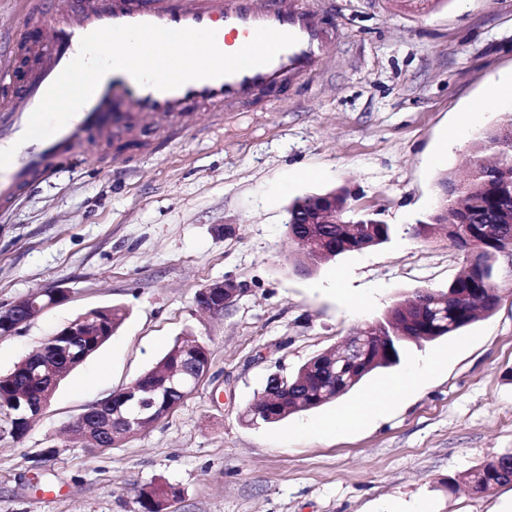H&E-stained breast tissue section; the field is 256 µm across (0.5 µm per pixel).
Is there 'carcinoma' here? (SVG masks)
<instances>
[{"mask_svg": "<svg viewBox=\"0 0 512 512\" xmlns=\"http://www.w3.org/2000/svg\"><path fill=\"white\" fill-rule=\"evenodd\" d=\"M478 153L493 155L491 165L482 162L474 164L463 179L451 173H444L438 185L448 189L442 196L438 210L428 215L423 222L426 231L432 235L445 233V226L458 223L461 211H466L463 223L471 225L470 233L455 239V244L465 253V262L469 268L457 276L446 289H437L435 293L447 304V315L442 320H433L435 328L428 331L419 329L414 320L406 325L408 318L415 315L406 301L395 303L381 322L390 336L387 350L379 357H372L353 371L348 380L331 387L332 381L323 375L315 358L301 366L297 374L288 378V385L295 386L298 378L308 377L329 395L315 403L288 401L272 415L263 413L258 406L247 409L243 415L245 422L275 424L288 416L301 411L318 408L342 397L373 371L396 364L400 360L404 346L423 339L434 342L444 336H451L477 319L478 313L492 314L498 306L499 287L493 283L495 263L500 251L512 248V115L498 128L487 132L474 144ZM341 212V220L355 226L360 232V241L364 247L381 245L390 239L392 228L381 219L380 213L361 214L350 218ZM126 317L122 307H107L94 312L93 321L102 322L117 329ZM109 337L85 336L77 341L69 354L60 362L59 377L80 365L85 359L102 347ZM192 360L199 364H209V350L199 345V340H177L168 352L149 370L160 375L172 363ZM57 383L43 377V370H34L29 362L18 371L0 375V432L13 437L23 434V425L17 421V404L25 401L34 406L52 399ZM462 480L471 485L477 493L487 492L497 486L512 481V454L504 453L500 457L484 463L479 468L462 476ZM176 497L172 489L150 487L139 493L142 512H166L169 499Z\"/></svg>", "mask_w": 512, "mask_h": 512, "instance_id": "carcinoma-1", "label": "carcinoma"}]
</instances>
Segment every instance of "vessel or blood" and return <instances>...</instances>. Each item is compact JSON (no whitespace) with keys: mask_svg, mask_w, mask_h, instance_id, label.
I'll return each mask as SVG.
<instances>
[{"mask_svg":"<svg viewBox=\"0 0 512 512\" xmlns=\"http://www.w3.org/2000/svg\"><path fill=\"white\" fill-rule=\"evenodd\" d=\"M150 23L170 29H211L217 43L249 42L256 29L294 34L296 44L269 63L162 91L139 85L115 70L100 81L88 102L57 133L23 141L29 117L48 87L77 55L81 38L99 28ZM333 33L309 0H24L15 45L24 46L25 71L0 70V149L16 146L0 169V211L8 210L31 184L77 158L84 144L110 136L117 127L162 119L177 124L186 113L223 112L225 104L262 93L282 98L292 78L312 75L325 62Z\"/></svg>","mask_w":512,"mask_h":512,"instance_id":"b4317fda","label":"vessel or blood"}]
</instances>
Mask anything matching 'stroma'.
<instances>
[{
  "label": "stroma",
  "instance_id": "obj_1",
  "mask_svg": "<svg viewBox=\"0 0 512 512\" xmlns=\"http://www.w3.org/2000/svg\"><path fill=\"white\" fill-rule=\"evenodd\" d=\"M336 38L319 71L278 101L229 105L193 130L127 128L98 140L0 213V309L69 288L62 304L0 337V375L90 310L122 306L111 339L60 382L29 430L0 433V512H141L149 486L168 512H506L512 484L448 481L512 450V259L499 258L496 310L460 336L406 346L323 407L271 425L242 412L270 374L295 372L421 288H444L463 254L420 222L441 173L464 174L473 145L512 105L484 100L512 77V0H318ZM344 187L381 210L390 241L310 275L286 259L288 206ZM234 234H222L224 224ZM346 293L336 290L337 274ZM232 280L221 312L196 294ZM210 350L207 375L176 408L121 443L70 433L90 405L133 382L177 339ZM441 368L364 424L323 436L312 422L357 402L431 353ZM176 497V492L172 488L150 487L140 491L138 502L142 512H164L168 508L169 499Z\"/></svg>",
  "mask_w": 512,
  "mask_h": 512
}]
</instances>
